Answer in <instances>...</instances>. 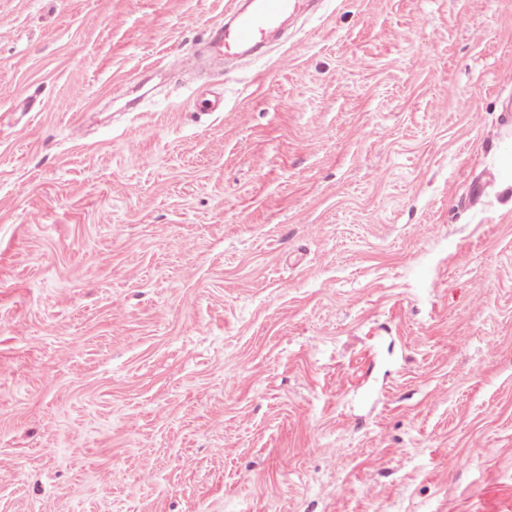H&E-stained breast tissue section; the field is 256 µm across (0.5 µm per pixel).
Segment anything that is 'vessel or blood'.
<instances>
[{
  "instance_id": "obj_1",
  "label": "vessel or blood",
  "mask_w": 512,
  "mask_h": 512,
  "mask_svg": "<svg viewBox=\"0 0 512 512\" xmlns=\"http://www.w3.org/2000/svg\"><path fill=\"white\" fill-rule=\"evenodd\" d=\"M302 7L303 0H249L247 8L234 10L232 23L216 21L208 39L213 48V73L223 74L227 59L262 46L284 19L299 13Z\"/></svg>"
}]
</instances>
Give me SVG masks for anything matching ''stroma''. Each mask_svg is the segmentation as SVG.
Listing matches in <instances>:
<instances>
[{
	"mask_svg": "<svg viewBox=\"0 0 512 512\" xmlns=\"http://www.w3.org/2000/svg\"><path fill=\"white\" fill-rule=\"evenodd\" d=\"M0 0V512H512V0ZM246 9L236 5L228 11L233 14V23L223 20L213 24L207 44L213 47L212 71L214 75L224 73L227 59L239 57L245 49L262 46L268 35L279 28L288 16L299 13L302 0H248Z\"/></svg>",
	"mask_w": 512,
	"mask_h": 512,
	"instance_id": "obj_1",
	"label": "stroma"
}]
</instances>
